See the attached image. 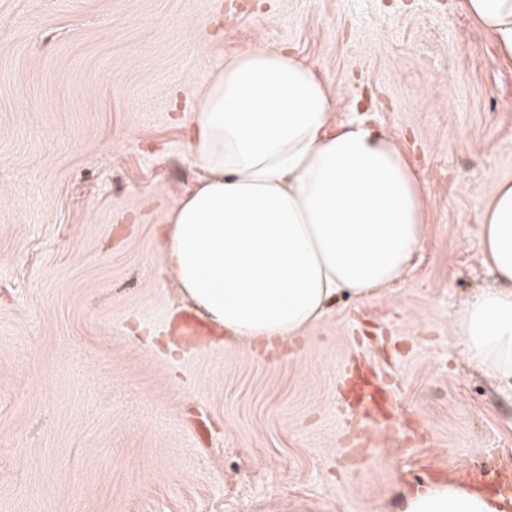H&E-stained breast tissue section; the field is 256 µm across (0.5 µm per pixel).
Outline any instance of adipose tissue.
I'll list each match as a JSON object with an SVG mask.
<instances>
[{
    "label": "adipose tissue",
    "instance_id": "adipose-tissue-1",
    "mask_svg": "<svg viewBox=\"0 0 512 512\" xmlns=\"http://www.w3.org/2000/svg\"><path fill=\"white\" fill-rule=\"evenodd\" d=\"M512 59V0H464ZM326 82L296 55L251 47L213 73L192 119L202 175L158 229L182 302L250 347L287 341L337 295L362 298L406 270L424 239L426 198L393 136L351 121L324 128ZM494 284L448 325L467 363L512 388V180L481 206ZM397 512H512V497L455 481L405 493Z\"/></svg>",
    "mask_w": 512,
    "mask_h": 512
}]
</instances>
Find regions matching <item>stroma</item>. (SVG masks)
Masks as SVG:
<instances>
[{"mask_svg": "<svg viewBox=\"0 0 512 512\" xmlns=\"http://www.w3.org/2000/svg\"><path fill=\"white\" fill-rule=\"evenodd\" d=\"M296 54L328 133L393 135L422 181L406 273L288 343L174 335L155 227L199 171L191 116L225 58ZM512 178V63L462 0H0V512H397L449 467L504 476L512 393L448 324L492 277L480 207ZM394 381L398 424L343 465L338 372Z\"/></svg>", "mask_w": 512, "mask_h": 512, "instance_id": "35a3bbf8", "label": "stroma"}]
</instances>
